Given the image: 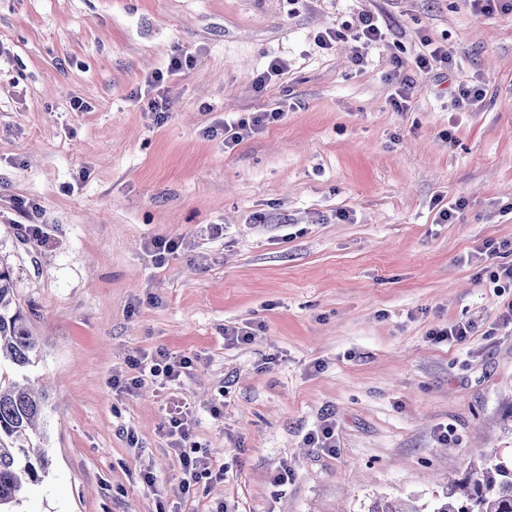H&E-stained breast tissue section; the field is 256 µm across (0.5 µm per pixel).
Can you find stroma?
<instances>
[{
    "label": "stroma",
    "instance_id": "stroma-1",
    "mask_svg": "<svg viewBox=\"0 0 512 512\" xmlns=\"http://www.w3.org/2000/svg\"><path fill=\"white\" fill-rule=\"evenodd\" d=\"M369 13L388 43L365 68L351 39L316 46ZM426 37L454 67L418 77L394 111L391 57ZM181 49L189 66L149 87ZM275 58L287 72L256 91ZM462 82L486 91L475 111L454 106ZM160 93L161 120L147 109ZM277 107L282 120L225 150V117ZM156 237L183 246L160 263ZM0 254L41 338L29 374L46 383L51 465L23 512L443 498L449 477L512 454V290L489 280L512 264V14L468 0H310L293 14L286 0H0ZM458 323L466 341L428 336ZM228 326L255 336L225 344ZM159 347L194 357L189 374L113 390V372ZM172 400L224 466L185 495L162 430ZM327 418L332 454L305 440Z\"/></svg>",
    "mask_w": 512,
    "mask_h": 512
}]
</instances>
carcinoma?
Wrapping results in <instances>:
<instances>
[{"instance_id":"1","label":"carcinoma","mask_w":512,"mask_h":512,"mask_svg":"<svg viewBox=\"0 0 512 512\" xmlns=\"http://www.w3.org/2000/svg\"><path fill=\"white\" fill-rule=\"evenodd\" d=\"M13 270L0 257V512H19L25 485L48 474L47 436L37 426L45 395L36 394L16 376L35 364L40 339L13 288ZM512 512V457L495 460L453 482L433 512ZM370 512H424L412 501L378 500Z\"/></svg>"}]
</instances>
